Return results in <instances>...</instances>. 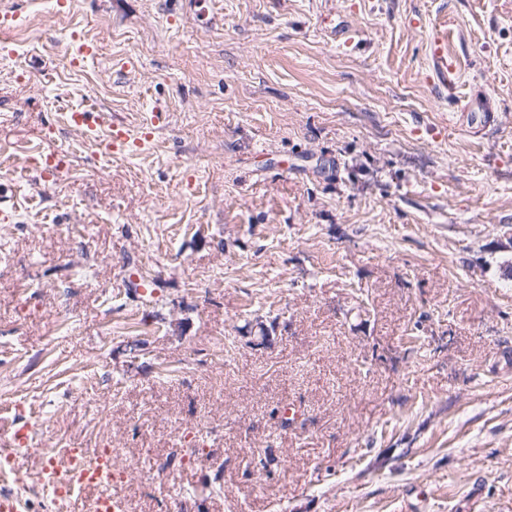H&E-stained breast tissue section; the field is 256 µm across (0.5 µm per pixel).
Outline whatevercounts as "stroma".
<instances>
[{
	"label": "stroma",
	"mask_w": 512,
	"mask_h": 512,
	"mask_svg": "<svg viewBox=\"0 0 512 512\" xmlns=\"http://www.w3.org/2000/svg\"><path fill=\"white\" fill-rule=\"evenodd\" d=\"M74 2L0 0V494L89 447L123 512H512V0ZM95 108L86 104L83 111H75L69 113V124L81 134L83 142L95 153L112 157V154L119 150L127 149L132 146L140 145L137 139L131 140L128 131L112 128V122L104 115L100 117L98 123L94 124L89 121L88 113ZM107 125L108 131L105 137L102 136V127ZM29 426L24 425L17 427L15 425L11 426L10 429L6 433H1V438L5 439L10 447L3 448L0 450L2 452L1 459H4L8 462L9 458L15 457L18 453H20L23 449L27 448H15L17 446H24L29 438ZM4 434H10L11 436L6 437Z\"/></svg>",
	"instance_id": "35a3bbf8"
}]
</instances>
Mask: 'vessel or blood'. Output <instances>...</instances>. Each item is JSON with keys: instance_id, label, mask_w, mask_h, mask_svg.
<instances>
[{"instance_id": "vessel-or-blood-1", "label": "vessel or blood", "mask_w": 512, "mask_h": 512, "mask_svg": "<svg viewBox=\"0 0 512 512\" xmlns=\"http://www.w3.org/2000/svg\"><path fill=\"white\" fill-rule=\"evenodd\" d=\"M69 124L78 130L83 142L96 153L112 156L132 147L129 132L109 127L107 118L90 122L87 111L69 115ZM114 463L110 456L93 448H66L60 463H49L37 475V482L56 504L67 512L74 497L88 487L107 488L112 484Z\"/></svg>"}]
</instances>
